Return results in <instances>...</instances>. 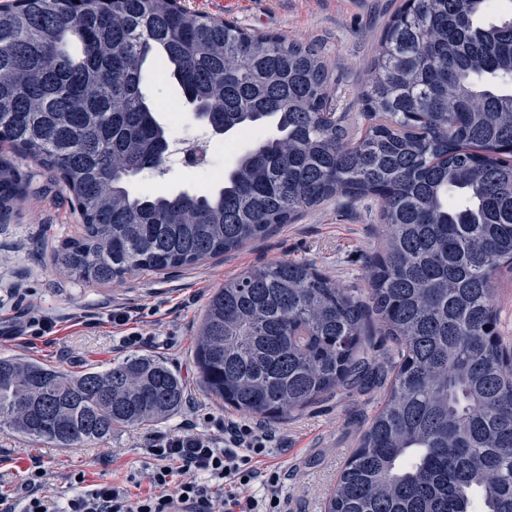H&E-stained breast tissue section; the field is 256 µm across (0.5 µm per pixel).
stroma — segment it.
Returning <instances> with one entry per match:
<instances>
[{
    "mask_svg": "<svg viewBox=\"0 0 512 512\" xmlns=\"http://www.w3.org/2000/svg\"><path fill=\"white\" fill-rule=\"evenodd\" d=\"M181 2L217 18L236 20L246 29L319 45L334 79L353 95L367 82L380 31L401 0ZM14 163L26 176L29 194L7 223L0 224V277L19 287L13 297L0 296V356L31 358L71 375L90 368L102 370L138 352L137 347L124 345L113 328L114 305L128 307L140 321L156 320V338L145 352L177 372L189 397L179 412L155 424L158 432H173L191 421L198 430L213 433L234 414L206 394L193 356L203 307L225 280L257 265L288 259L313 263L333 280L363 291L368 287L367 260L381 245L376 200L331 201L222 258L169 273H135L120 285H89L60 273L52 262L81 232L67 191L31 159L18 157ZM204 186L195 165L187 163L156 180L150 171H143L129 188L136 194L192 193ZM45 315L56 318L54 333L38 340L36 348L19 347L12 338L15 329ZM382 396V384H351L299 414L269 420L280 446L262 463L287 470L294 512H324L326 499ZM143 434L140 427L122 429L100 444L56 448L22 439L0 426V454L10 455L21 469L30 456H39L54 484L63 471L84 472L94 483L143 470L147 462Z\"/></svg>",
    "mask_w": 512,
    "mask_h": 512,
    "instance_id": "stroma-1",
    "label": "stroma"
}]
</instances>
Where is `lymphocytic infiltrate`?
Masks as SVG:
<instances>
[{"label":"lymphocytic infiltrate","mask_w":512,"mask_h":512,"mask_svg":"<svg viewBox=\"0 0 512 512\" xmlns=\"http://www.w3.org/2000/svg\"><path fill=\"white\" fill-rule=\"evenodd\" d=\"M278 436L258 422L229 419L216 433H154L144 443L151 461L147 493L127 481L84 484L65 475L68 499L51 491L41 459L30 458L18 490L0 492V512H289L288 474L255 466Z\"/></svg>","instance_id":"obj_1"}]
</instances>
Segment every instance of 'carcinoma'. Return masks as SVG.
Here are the masks:
<instances>
[{
	"instance_id": "1",
	"label": "carcinoma",
	"mask_w": 512,
	"mask_h": 512,
	"mask_svg": "<svg viewBox=\"0 0 512 512\" xmlns=\"http://www.w3.org/2000/svg\"><path fill=\"white\" fill-rule=\"evenodd\" d=\"M175 80L216 135L270 119L215 188L133 195L163 168L144 70ZM357 93L355 129L313 43L179 0H9L0 7V143L61 183L81 235L54 256L94 284L239 250L334 199L380 204L367 295L304 261L224 282L195 341L205 391L287 418L378 363L395 373L326 512H512V352L492 279L512 264V8L403 0ZM28 182L0 159V220ZM164 361L73 376L0 357V425L57 448L162 423L185 404Z\"/></svg>"
}]
</instances>
